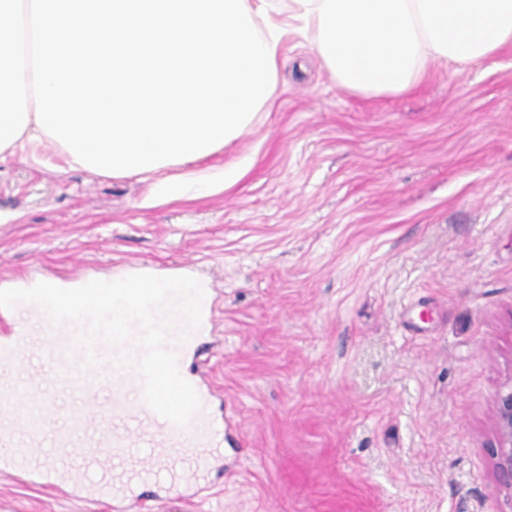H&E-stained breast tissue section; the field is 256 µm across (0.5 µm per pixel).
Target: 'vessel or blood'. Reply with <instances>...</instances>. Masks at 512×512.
Wrapping results in <instances>:
<instances>
[{
	"instance_id": "obj_1",
	"label": "vessel or blood",
	"mask_w": 512,
	"mask_h": 512,
	"mask_svg": "<svg viewBox=\"0 0 512 512\" xmlns=\"http://www.w3.org/2000/svg\"><path fill=\"white\" fill-rule=\"evenodd\" d=\"M0 326V365L11 371L0 378V473L17 479L38 475L55 487L89 490L111 500L116 512H130L140 490L151 486L181 495L187 472L224 451V423L211 411V390L197 386L201 408L179 427L154 413L144 402L142 381L130 368L113 363V349L96 342L100 362L84 363L73 345L76 327L53 324L33 304L10 310ZM178 360L206 351L199 334L168 343ZM49 368L52 390L38 374ZM109 450L106 462L94 448ZM167 447L176 456L146 466L143 449Z\"/></svg>"
}]
</instances>
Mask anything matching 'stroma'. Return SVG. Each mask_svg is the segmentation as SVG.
Instances as JSON below:
<instances>
[{"label": "stroma", "instance_id": "1", "mask_svg": "<svg viewBox=\"0 0 512 512\" xmlns=\"http://www.w3.org/2000/svg\"><path fill=\"white\" fill-rule=\"evenodd\" d=\"M247 159L234 185L157 187ZM214 290L197 361L231 442L143 512H512L493 405L512 381V47L420 86L339 88L288 34L269 105L205 161L112 177L51 140L0 160V288L134 268ZM0 512H113L0 474Z\"/></svg>", "mask_w": 512, "mask_h": 512}]
</instances>
